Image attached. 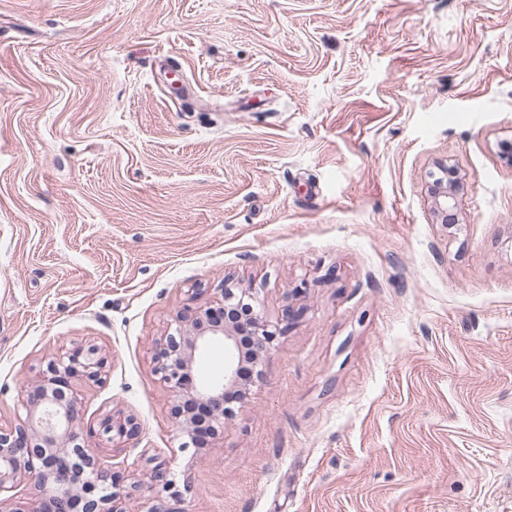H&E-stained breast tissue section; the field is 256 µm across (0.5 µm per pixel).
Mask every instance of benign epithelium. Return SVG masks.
Segmentation results:
<instances>
[{"label": "benign epithelium", "instance_id": "7a95c632", "mask_svg": "<svg viewBox=\"0 0 512 512\" xmlns=\"http://www.w3.org/2000/svg\"><path fill=\"white\" fill-rule=\"evenodd\" d=\"M441 176L429 173L427 184L431 208L442 224H455L458 171L439 162ZM247 291L226 288L217 304L178 318L175 332L167 334L156 348L155 372L174 393L172 418L191 441L201 447L197 428L198 410L205 412L208 431L214 437L224 421L234 416L232 404L242 396L245 372H254L260 359L274 345L282 329L255 311ZM215 339L224 340L230 358L224 378L199 382L194 378L190 351ZM107 357L93 344L77 345L50 360L39 377L21 390L25 419L17 425L0 427V505L12 499L20 484L31 482L38 492L37 505L30 512H131L133 494L156 487L168 490L172 480L164 464L152 466L146 482L133 481L125 462L101 465L88 437L97 433L117 443L113 457L120 456L123 444L138 439L140 424L120 410L105 414L98 429L80 426V399L77 387L101 380Z\"/></svg>", "mask_w": 512, "mask_h": 512}]
</instances>
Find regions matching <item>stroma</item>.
Masks as SVG:
<instances>
[{
	"instance_id": "35a3bbf8",
	"label": "stroma",
	"mask_w": 512,
	"mask_h": 512,
	"mask_svg": "<svg viewBox=\"0 0 512 512\" xmlns=\"http://www.w3.org/2000/svg\"><path fill=\"white\" fill-rule=\"evenodd\" d=\"M509 143L512 0H0V426L88 343L177 512H512ZM226 286L282 334L197 449L153 356ZM436 168L442 175L436 177L435 172H430L429 177L433 181L427 184L432 211L440 224H456V194L460 184L458 171L443 162L437 163Z\"/></svg>"
}]
</instances>
